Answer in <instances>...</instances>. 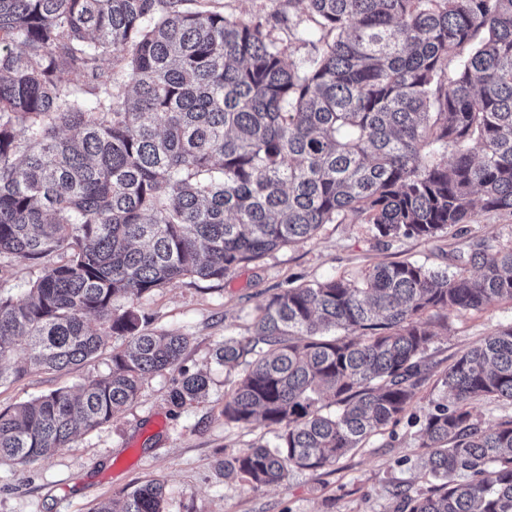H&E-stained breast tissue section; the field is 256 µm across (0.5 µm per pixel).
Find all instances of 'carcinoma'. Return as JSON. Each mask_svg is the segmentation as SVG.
I'll return each mask as SVG.
<instances>
[{
  "instance_id": "carcinoma-1",
  "label": "carcinoma",
  "mask_w": 512,
  "mask_h": 512,
  "mask_svg": "<svg viewBox=\"0 0 512 512\" xmlns=\"http://www.w3.org/2000/svg\"><path fill=\"white\" fill-rule=\"evenodd\" d=\"M185 2L0 0V258L41 266L20 297H0V386L130 337L78 392L1 410L0 459L51 457L152 375L178 370L175 407L208 389L181 365L188 337L145 329L135 302L157 288L222 279L323 224L431 239L478 207L512 216V0H301L315 53L291 63L278 16ZM452 266L290 286L253 335L218 344L219 363L247 364L225 421L275 432L224 474L281 484L403 416L433 325L512 300V247L472 242ZM442 385L421 426L436 492L404 512H512V421L468 410L512 400V326L458 355ZM164 503L151 482L120 512ZM474 417L485 426H495L512 420V401L497 398L475 400L470 405Z\"/></svg>"
}]
</instances>
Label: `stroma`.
Wrapping results in <instances>:
<instances>
[{
	"label": "stroma",
	"instance_id": "obj_1",
	"mask_svg": "<svg viewBox=\"0 0 512 512\" xmlns=\"http://www.w3.org/2000/svg\"><path fill=\"white\" fill-rule=\"evenodd\" d=\"M224 12L248 18L276 10L311 27L300 0H220ZM512 245V216L476 210L462 232L433 239H376L367 224H325L312 239L267 253L221 280L185 278L144 295L137 303L152 330L188 336L184 366L206 372L207 393L174 407L170 370L146 379L138 399L107 424L81 434L52 457L27 465L0 462V512H93L103 500L122 502L151 481L163 483L166 512H400L403 496L430 494L434 482L421 464L420 428L442 394L441 379L463 351L512 325V301L496 300L478 311L449 314L435 326L426 353L429 370L411 409L363 447L316 471L293 470L280 485L257 486L225 476V457L252 444L273 442L267 428L225 421L224 395L244 365L215 360L218 343L247 337L253 316L290 280L361 278L380 263L415 261L446 268L467 241ZM111 350L60 371L35 370L0 387V409L59 388H73L109 372Z\"/></svg>",
	"mask_w": 512,
	"mask_h": 512
}]
</instances>
